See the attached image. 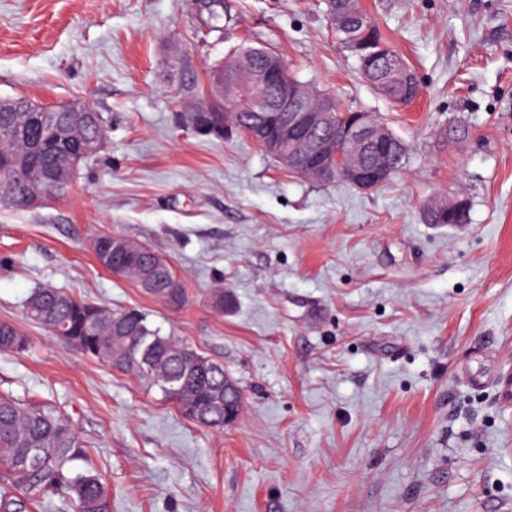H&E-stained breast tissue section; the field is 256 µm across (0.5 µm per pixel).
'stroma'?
Returning a JSON list of instances; mask_svg holds the SVG:
<instances>
[{
  "label": "stroma",
  "mask_w": 512,
  "mask_h": 512,
  "mask_svg": "<svg viewBox=\"0 0 512 512\" xmlns=\"http://www.w3.org/2000/svg\"><path fill=\"white\" fill-rule=\"evenodd\" d=\"M415 71L399 107L361 77L322 0H0V99L100 112L106 136L68 190L0 206V394L58 409L112 512H512V0H363ZM383 120L402 172L362 191L288 172L242 137L180 127L241 38ZM466 139L448 141L449 124ZM465 194V228L425 223ZM119 235L165 256L174 311L95 260ZM63 288L223 363L244 397L221 430L29 322ZM232 297L216 311L214 288ZM480 372L488 383L470 387ZM29 346V340L13 323L0 322V350L16 353L24 352Z\"/></svg>",
  "instance_id": "obj_1"
}]
</instances>
